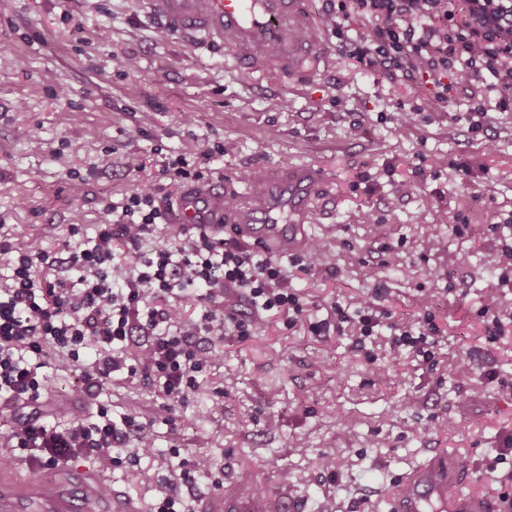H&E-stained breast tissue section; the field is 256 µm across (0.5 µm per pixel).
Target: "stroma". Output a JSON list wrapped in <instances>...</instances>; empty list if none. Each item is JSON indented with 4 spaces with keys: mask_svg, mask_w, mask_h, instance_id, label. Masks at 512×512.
<instances>
[{
    "mask_svg": "<svg viewBox=\"0 0 512 512\" xmlns=\"http://www.w3.org/2000/svg\"><path fill=\"white\" fill-rule=\"evenodd\" d=\"M158 29L137 0H0V235L18 247L32 236L53 247L77 214L94 236L112 221L102 199L156 193L159 155L192 158L227 138L237 150L215 157L213 176L259 203L266 184L253 171L325 170L328 190L306 230L335 264L297 280L303 319L288 329L286 314L257 315L238 299L253 336L217 342L218 360L178 406V426L156 427L160 450L177 449L196 470L185 497L199 508L287 471L293 512H387L404 476L443 454L465 460L471 490L497 500L502 487L483 461L512 436V397L500 391L512 383V324L490 338L478 308L498 277L500 243L489 225L512 211V112L496 113L490 133L471 134L445 114H418L421 89L354 68L335 45L313 78L272 72L256 83L224 49L192 48ZM128 54L137 72L125 68ZM339 95L348 110L336 105ZM403 112L414 125L400 126ZM130 153L142 157L141 172L125 168ZM476 159L481 197L463 209L456 167ZM461 211L467 228L455 235ZM423 297L442 330L431 367L381 336L378 362L389 373L377 380L348 337L308 330L336 304L371 300L401 319L416 315ZM45 374L44 409L70 405L88 416L78 371ZM100 400L116 421L151 418L162 402L155 386L124 372ZM447 419L454 429H443ZM327 453L348 468L329 476L320 466Z\"/></svg>",
    "mask_w": 512,
    "mask_h": 512,
    "instance_id": "stroma-1",
    "label": "stroma"
}]
</instances>
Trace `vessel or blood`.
Listing matches in <instances>:
<instances>
[{
	"label": "vessel or blood",
	"instance_id": "1",
	"mask_svg": "<svg viewBox=\"0 0 512 512\" xmlns=\"http://www.w3.org/2000/svg\"><path fill=\"white\" fill-rule=\"evenodd\" d=\"M170 36L192 45L202 41L235 47L234 66L252 80L271 69L292 77L318 72L326 51L307 0H142ZM275 191L255 203L248 191L226 193L208 182L187 188L177 203L187 227L236 225L241 237L262 244L273 256L295 251L306 241L311 204L326 178L312 167L269 173ZM26 479L0 481V512H141L134 500L113 492L104 473L61 464L43 468L25 463ZM464 461L434 457L414 469L389 500V512H497L485 497L467 490ZM289 512L288 495L280 488L265 494L251 491L217 494L206 512H269L271 501Z\"/></svg>",
	"mask_w": 512,
	"mask_h": 512
}]
</instances>
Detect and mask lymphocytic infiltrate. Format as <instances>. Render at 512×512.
<instances>
[{"label":"lymphocytic infiltrate","mask_w":512,"mask_h":512,"mask_svg":"<svg viewBox=\"0 0 512 512\" xmlns=\"http://www.w3.org/2000/svg\"><path fill=\"white\" fill-rule=\"evenodd\" d=\"M323 18L341 58L390 82L426 88L422 111L456 119V98L465 96L470 107L460 117L472 133L488 131L494 113L512 111V0H323ZM103 209L113 221L100 225L89 244L78 240L75 223L55 249L36 238L21 248L0 239V258L10 266L9 276L0 277V401L18 409L0 444L47 466L88 457L111 471L152 459L162 472L152 486V512H194L181 488L195 474L170 470L155 446L153 421L128 414L117 423L102 407L88 417L64 409L44 414V367L51 362L79 370L92 397L116 373L141 375L159 390V418L174 424L176 404L198 390V374L217 358L199 339L252 333L235 310L234 294L246 296L258 312L300 316L304 307L291 269L329 265L333 258L313 242L285 265L204 227H182L158 241L173 209L167 196L133 192L119 203L104 201ZM498 265L497 285L480 309L494 337L512 322V304L500 294L512 288V243L502 244ZM187 304L199 316L185 318ZM381 318L365 300L352 311L335 306L331 319L309 329L351 337L352 348L364 352L378 375L382 369L366 342ZM389 329L391 350L433 364L440 329L431 314L390 322ZM136 336L144 346L132 364L128 346Z\"/></svg>","instance_id":"lymphocytic-infiltrate-1"}]
</instances>
